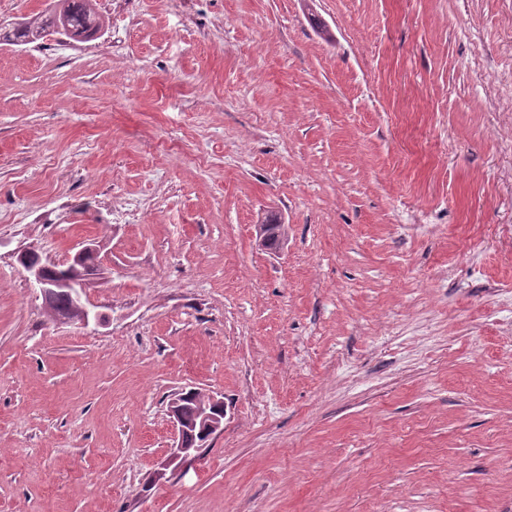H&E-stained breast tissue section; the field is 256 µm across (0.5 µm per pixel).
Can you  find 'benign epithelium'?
<instances>
[{
    "label": "benign epithelium",
    "mask_w": 512,
    "mask_h": 512,
    "mask_svg": "<svg viewBox=\"0 0 512 512\" xmlns=\"http://www.w3.org/2000/svg\"><path fill=\"white\" fill-rule=\"evenodd\" d=\"M95 248L85 246L80 249L73 258L67 262L66 269L58 275V278L52 279L48 275V270L54 266V263H36L23 264L24 270L29 274V281L36 293L42 297L43 304L49 303L58 295L67 296L72 307L69 311L58 313L50 312L53 319L78 323L87 326L90 323V311L82 301L88 285L86 262L94 253ZM203 401L199 403L197 419L194 423H189L184 419L181 413V395H176L169 402V414L173 419V425L177 432L178 442L172 448L169 456L160 464L154 472V480L159 482L165 479L168 470L176 471L186 462L195 458L194 449L186 448L183 445V437L189 432V427L196 426L200 430L202 440L206 441L211 436L222 432L224 429V416H216L211 412L215 407L224 406V401L216 398L209 392H202Z\"/></svg>",
    "instance_id": "obj_1"
}]
</instances>
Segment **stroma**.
Here are the masks:
<instances>
[{
	"instance_id": "obj_1",
	"label": "stroma",
	"mask_w": 512,
	"mask_h": 512,
	"mask_svg": "<svg viewBox=\"0 0 512 512\" xmlns=\"http://www.w3.org/2000/svg\"><path fill=\"white\" fill-rule=\"evenodd\" d=\"M97 2L0 44V512H512V0ZM55 11L15 23L8 31L0 32V41L12 44H27L44 38V32L52 30L56 21L65 26L64 35L72 42L92 40L104 27L102 17L96 9L95 0H60ZM65 16L66 24L63 22ZM94 251L95 248L90 245L80 249L69 262L65 263L68 266H66L64 273L58 275L57 279H51L48 270L59 263L48 262L42 264L39 262L28 264L22 261L24 270L29 274L32 288L36 290L38 296L42 297L45 306L48 307L57 295H65L71 300L72 307L70 300L67 298L60 297L57 299L53 306L57 312L48 309L53 319L78 323L82 326L89 325L90 311L83 303L82 296L88 285L86 262ZM202 394L203 401L198 404L197 419L194 423H189L184 419L181 413V394L175 395L169 402V414L173 419V425L177 432L178 442L172 448L169 456L160 464L159 468L154 472V481L165 479L167 471H176L186 462L194 459L196 448H185L183 445V437L185 433H189V427H197L200 430L202 439L199 441V450L203 447V443L211 436L221 433L224 429V413L221 416L214 415L210 410L215 407H223L224 401L216 398L213 394L206 391H196Z\"/></svg>"
}]
</instances>
